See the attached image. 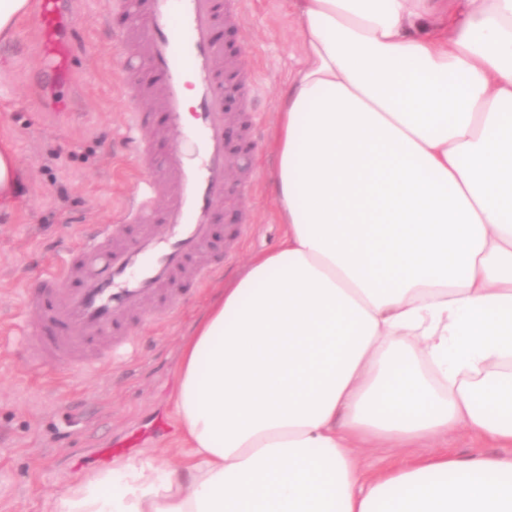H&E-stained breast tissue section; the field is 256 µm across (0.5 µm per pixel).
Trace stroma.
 <instances>
[{
    "instance_id": "1",
    "label": "stroma",
    "mask_w": 512,
    "mask_h": 512,
    "mask_svg": "<svg viewBox=\"0 0 512 512\" xmlns=\"http://www.w3.org/2000/svg\"><path fill=\"white\" fill-rule=\"evenodd\" d=\"M69 23L76 83L56 93L75 98L72 112L46 111L29 91L40 59L16 47L32 39L33 17L20 21L13 40L0 42V140L11 144L25 173L20 193L0 208V512H48L65 488L98 470L104 445L150 430L158 416L172 420L182 340L221 284L253 255L275 250L283 235L271 190L275 160L263 145L280 91L302 65V35L287 0H244L239 25L225 31L224 42L259 87L260 123L244 165L257 179L250 200L233 193L224 200L211 255L215 274L202 286L188 285L172 316L132 324L139 352L132 365L17 369L19 329L35 320L23 305L25 289L39 288L43 272L77 246L84 226L118 223L145 175L125 137V99L113 79L120 4L75 0ZM179 440L172 420L169 431L153 434L132 455H162Z\"/></svg>"
}]
</instances>
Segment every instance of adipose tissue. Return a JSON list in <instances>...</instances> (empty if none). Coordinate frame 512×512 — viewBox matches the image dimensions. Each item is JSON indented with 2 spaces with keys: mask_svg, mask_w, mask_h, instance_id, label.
<instances>
[{
  "mask_svg": "<svg viewBox=\"0 0 512 512\" xmlns=\"http://www.w3.org/2000/svg\"><path fill=\"white\" fill-rule=\"evenodd\" d=\"M288 5L285 231L181 344L178 468L127 460L50 512H512L507 454H356L512 447V0ZM439 444L460 456L478 454L493 456L505 455L512 452V447L507 448L506 451L503 448H492V446L482 438L459 430L448 431V436L443 437L439 441ZM434 445L421 444L418 448H365L360 454L361 466L367 471H375L385 468L393 463L409 461L411 459L425 457L438 448H429Z\"/></svg>",
  "mask_w": 512,
  "mask_h": 512,
  "instance_id": "ef3b65f1",
  "label": "adipose tissue"
}]
</instances>
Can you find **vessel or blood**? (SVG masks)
<instances>
[{
	"mask_svg": "<svg viewBox=\"0 0 512 512\" xmlns=\"http://www.w3.org/2000/svg\"><path fill=\"white\" fill-rule=\"evenodd\" d=\"M137 23L131 38L156 76L154 85H139L130 71L118 74L127 102V128L143 163H151V142L137 134L140 100L151 103L158 122L155 134L174 137L172 153L161 172L146 177L130 200L123 220L139 225L134 244L123 243L118 227L96 224L81 245L42 279L44 292L24 296L50 324L46 333L21 331L27 355L25 371L91 368L86 352L98 341L110 342L100 359L109 365L128 357L134 339L130 319L154 306L159 316L180 305V285L206 282L212 271L206 254L213 241L215 214L226 195L230 134L249 140L256 117L225 108L220 88L232 62L222 27L236 24L240 0H131ZM66 0H38L36 52L44 67L38 87L71 81L73 44L61 34ZM193 89V110L185 108V91ZM68 283L58 294L60 283Z\"/></svg>",
	"mask_w": 512,
	"mask_h": 512,
	"instance_id": "vessel-or-blood-1",
	"label": "vessel or blood"
}]
</instances>
